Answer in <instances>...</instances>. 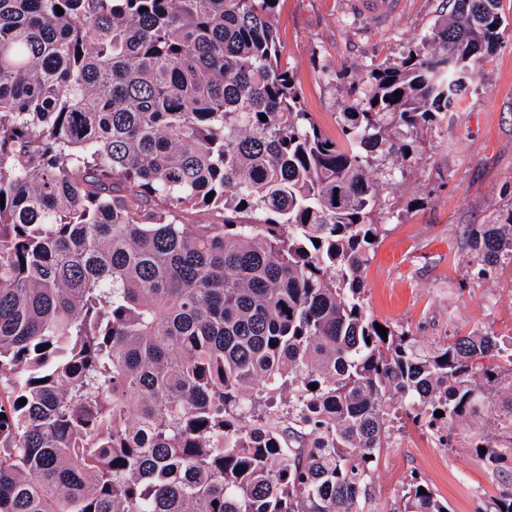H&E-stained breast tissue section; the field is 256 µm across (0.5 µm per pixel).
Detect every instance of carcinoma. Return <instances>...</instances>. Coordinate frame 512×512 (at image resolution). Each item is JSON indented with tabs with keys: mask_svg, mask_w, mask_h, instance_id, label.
Returning <instances> with one entry per match:
<instances>
[{
	"mask_svg": "<svg viewBox=\"0 0 512 512\" xmlns=\"http://www.w3.org/2000/svg\"><path fill=\"white\" fill-rule=\"evenodd\" d=\"M278 2L0 0V512H364L390 422L451 448L495 393L468 447L512 463L503 337L424 350L364 302L371 153L448 120L500 0H453L369 70L340 142L281 63ZM469 238L479 274L512 263V223ZM422 486L396 512L448 509Z\"/></svg>",
	"mask_w": 512,
	"mask_h": 512,
	"instance_id": "1",
	"label": "carcinoma"
}]
</instances>
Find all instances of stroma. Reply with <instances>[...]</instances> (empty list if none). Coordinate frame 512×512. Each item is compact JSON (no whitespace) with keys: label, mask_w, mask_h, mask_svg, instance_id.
I'll return each instance as SVG.
<instances>
[{"label":"stroma","mask_w":512,"mask_h":512,"mask_svg":"<svg viewBox=\"0 0 512 512\" xmlns=\"http://www.w3.org/2000/svg\"><path fill=\"white\" fill-rule=\"evenodd\" d=\"M450 9L448 0H396L394 12L376 20L355 0H279L281 60L317 127L340 139L338 114L361 99V76L420 44ZM500 9L506 25L447 124L425 136L411 161L375 154L372 174L388 208L364 273L367 309L424 349L459 333L512 336V263L478 276L467 237L471 225L512 220V0ZM492 430L491 417L466 420L454 429L455 447L444 448L402 421L380 455L365 512H396L413 474L450 512H485L512 477L510 467L492 474L468 446Z\"/></svg>","instance_id":"1"}]
</instances>
